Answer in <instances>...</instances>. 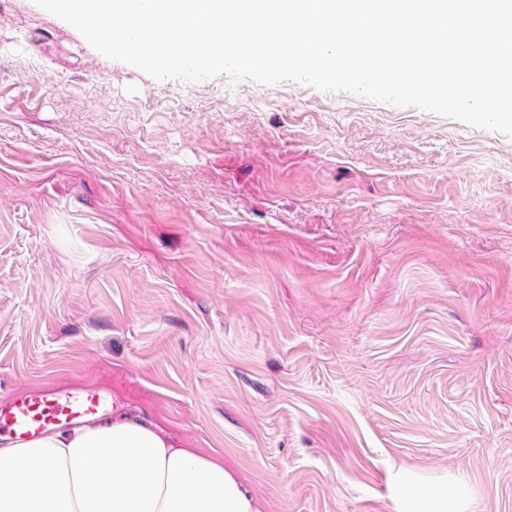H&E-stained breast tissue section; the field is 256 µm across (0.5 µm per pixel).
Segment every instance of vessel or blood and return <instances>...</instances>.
Instances as JSON below:
<instances>
[{"label": "vessel or blood", "mask_w": 512, "mask_h": 512, "mask_svg": "<svg viewBox=\"0 0 512 512\" xmlns=\"http://www.w3.org/2000/svg\"><path fill=\"white\" fill-rule=\"evenodd\" d=\"M100 406V390L96 387L66 388L51 395L21 392L0 407V432L33 437L63 422L91 420Z\"/></svg>", "instance_id": "1"}]
</instances>
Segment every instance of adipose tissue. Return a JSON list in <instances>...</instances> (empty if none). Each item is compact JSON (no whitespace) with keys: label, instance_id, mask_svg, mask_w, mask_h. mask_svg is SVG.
Returning <instances> with one entry per match:
<instances>
[{"label":"adipose tissue","instance_id":"obj_1","mask_svg":"<svg viewBox=\"0 0 512 512\" xmlns=\"http://www.w3.org/2000/svg\"><path fill=\"white\" fill-rule=\"evenodd\" d=\"M396 512H467L447 483L425 490L401 476ZM0 512H261L227 467L177 446L144 419L0 444Z\"/></svg>","mask_w":512,"mask_h":512}]
</instances>
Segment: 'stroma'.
Returning <instances> with one entry per match:
<instances>
[{
    "label": "stroma",
    "instance_id": "35a3bbf8",
    "mask_svg": "<svg viewBox=\"0 0 512 512\" xmlns=\"http://www.w3.org/2000/svg\"><path fill=\"white\" fill-rule=\"evenodd\" d=\"M95 384L263 512H512V138L158 81L0 0V406ZM401 474L397 486L398 507L396 512H466L470 511L462 500L448 494L447 482L434 484L426 490H417Z\"/></svg>",
    "mask_w": 512,
    "mask_h": 512
}]
</instances>
